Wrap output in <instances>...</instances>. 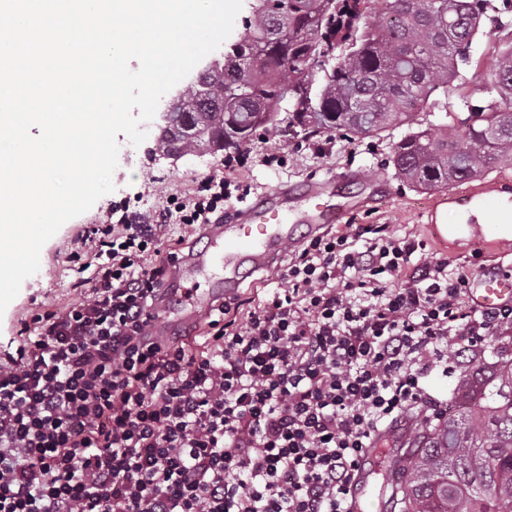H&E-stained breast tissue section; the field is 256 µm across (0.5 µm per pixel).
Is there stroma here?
<instances>
[{
    "label": "stroma",
    "instance_id": "35a3bbf8",
    "mask_svg": "<svg viewBox=\"0 0 512 512\" xmlns=\"http://www.w3.org/2000/svg\"><path fill=\"white\" fill-rule=\"evenodd\" d=\"M511 41L512 14L503 17L500 25L486 24L468 72L469 82L465 89H449V101H457L461 92L476 91L483 80L491 78L499 47ZM401 136L398 130L383 139L338 132L308 135L284 122L258 131L249 144L253 155L280 149L286 152L287 160L284 165L271 168L252 164L243 175L247 192L241 198L230 199L225 213L233 215L256 194L282 183L299 187L311 178L344 175L348 178L347 191L362 196L366 193L365 182L379 179L386 184L385 192L349 214L347 223L384 224L393 236L415 235L426 242L427 256L448 260L451 268L473 279L512 272V240L478 233L454 241L442 237L438 219L449 224L461 223L471 203V186L462 184L444 195L414 188L398 178L388 160ZM154 145V136H147L137 156L115 170L114 192L100 198L86 213L67 221L44 244L38 273L23 283L19 294L0 316V358L15 352L22 318L37 309L63 306L83 291L85 276L71 262L70 254L76 248L77 235L85 227L104 222L112 209L123 205L136 213L154 214L164 206L167 191L199 185L221 170L223 153H190L172 163L155 154Z\"/></svg>",
    "mask_w": 512,
    "mask_h": 512
}]
</instances>
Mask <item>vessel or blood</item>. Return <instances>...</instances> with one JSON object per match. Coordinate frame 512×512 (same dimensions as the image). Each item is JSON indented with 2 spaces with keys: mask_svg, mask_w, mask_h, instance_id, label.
Returning a JSON list of instances; mask_svg holds the SVG:
<instances>
[{
  "mask_svg": "<svg viewBox=\"0 0 512 512\" xmlns=\"http://www.w3.org/2000/svg\"><path fill=\"white\" fill-rule=\"evenodd\" d=\"M335 180L309 181L302 193L306 208L288 215L287 204L294 193L282 184L262 193L256 200L235 212L231 220L202 227L203 246L178 257L167 275L156 286L147 328L151 337L179 336L201 324L216 305L233 297L241 284L242 273L277 266L285 245L300 244L299 226L310 234H319L330 224L341 221L353 211L350 202L338 206L324 204L325 195L334 194ZM224 272L211 293L193 295L179 310H172L169 297L174 288L184 286L194 275L212 269ZM473 303L489 309L512 303V280L489 276L477 281L470 290Z\"/></svg>",
  "mask_w": 512,
  "mask_h": 512,
  "instance_id": "vessel-or-blood-1",
  "label": "vessel or blood"
}]
</instances>
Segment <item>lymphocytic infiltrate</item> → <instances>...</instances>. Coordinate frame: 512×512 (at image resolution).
<instances>
[{"mask_svg":"<svg viewBox=\"0 0 512 512\" xmlns=\"http://www.w3.org/2000/svg\"><path fill=\"white\" fill-rule=\"evenodd\" d=\"M249 158L168 194L158 221L85 230L80 301L35 311L0 364V512H349L366 449L448 403L428 389L448 344L512 325L417 238L344 224L291 250L252 305L205 332L150 340L155 286L184 234L224 218Z\"/></svg>","mask_w":512,"mask_h":512,"instance_id":"f902f5d3","label":"lymphocytic infiltrate"}]
</instances>
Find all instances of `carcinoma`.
I'll list each match as a JSON object with an SVG mask.
<instances>
[{
    "label": "carcinoma",
    "mask_w": 512,
    "mask_h": 512,
    "mask_svg": "<svg viewBox=\"0 0 512 512\" xmlns=\"http://www.w3.org/2000/svg\"><path fill=\"white\" fill-rule=\"evenodd\" d=\"M266 0L243 21L228 63L199 73L177 114L204 136H159V150L234 151L278 120L311 134L384 138L406 127L390 162L428 191L512 165V42L474 100L461 85L474 42L497 22L493 0ZM438 122L415 121L418 111ZM454 413L411 425L383 458L386 512H512V353L481 361L456 388Z\"/></svg>",
    "instance_id": "1"
}]
</instances>
